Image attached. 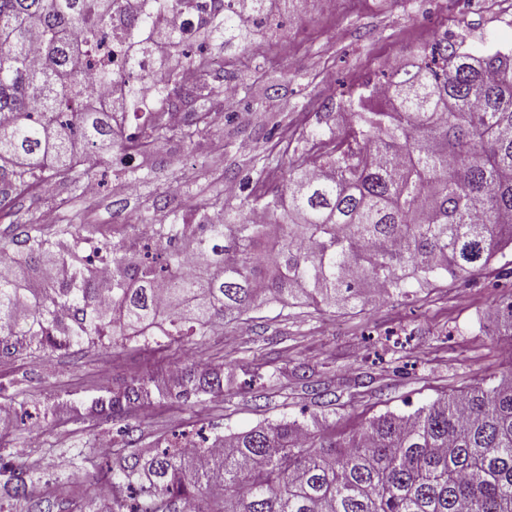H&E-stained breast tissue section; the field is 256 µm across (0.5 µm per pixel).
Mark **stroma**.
Listing matches in <instances>:
<instances>
[{"label":"stroma","mask_w":512,"mask_h":512,"mask_svg":"<svg viewBox=\"0 0 512 512\" xmlns=\"http://www.w3.org/2000/svg\"><path fill=\"white\" fill-rule=\"evenodd\" d=\"M279 20L255 37L248 95L225 99L219 76L215 95L175 114L182 125L204 112H224L226 121L190 144L168 140L164 151L137 158L132 174L98 162L92 196L57 176L52 193L14 199L0 234L39 222L45 211L61 224L80 217L128 230L161 210L186 215L185 200L202 204L250 171L275 188L283 173L262 168L261 156L294 157L307 151L309 132L340 131V92L372 81L380 64L415 61L446 31L478 52L512 45V0H288ZM412 291L406 301L333 313L271 303L253 310L247 326L215 325L180 349L128 342L39 361L25 348L1 355L0 401L11 415L0 425V458L29 463L43 474L44 497L77 510L108 459L94 456L72 479L63 452L103 436L114 451L124 448L118 422L92 412V403L111 399L147 369L155 384L171 383L178 359L197 372L223 368L224 390L186 402L154 395L127 404L139 447L183 431L211 437L313 413L345 435L373 416L414 410L512 365L493 314L512 294V249L467 278L417 283Z\"/></svg>","instance_id":"1"}]
</instances>
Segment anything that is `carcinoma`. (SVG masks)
<instances>
[{
    "mask_svg": "<svg viewBox=\"0 0 512 512\" xmlns=\"http://www.w3.org/2000/svg\"><path fill=\"white\" fill-rule=\"evenodd\" d=\"M210 2L206 11L199 0H0L3 195L60 174L88 182L90 153L121 166L159 140L193 141L206 116L176 127L169 110L211 91L214 57L158 17L197 12L209 37L237 42L241 56L224 61L232 75L276 0H250L253 20ZM115 36L128 60L117 72L105 59ZM173 44L181 55L145 107L144 53ZM181 65L198 74L191 88ZM89 77L124 94L109 105L83 98ZM344 106L349 125L290 160L281 186L256 196L242 178L249 193L232 221L211 218L224 206L216 197L190 222L158 220L149 237L125 234L89 254L71 221L0 236V354L21 341L52 351L178 345L272 302L364 308L382 294L409 297L414 281L465 276L512 247V47L476 55L444 35ZM130 111L139 123L127 134ZM256 209L266 223L252 222ZM498 317L512 337V295ZM150 382L133 378L112 412L149 398ZM199 391L223 392L224 370L201 381L183 368L164 395ZM311 420L132 448L107 469L111 495H93L87 512H512V372L343 436ZM0 476L27 512H67L33 496L41 477L26 463L0 466Z\"/></svg>",
    "mask_w": 512,
    "mask_h": 512,
    "instance_id": "1",
    "label": "carcinoma"
}]
</instances>
